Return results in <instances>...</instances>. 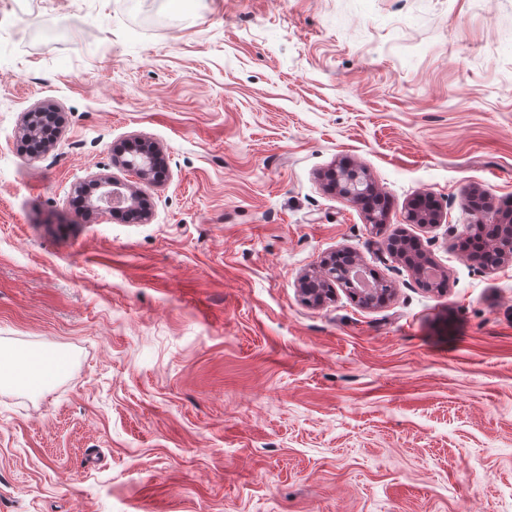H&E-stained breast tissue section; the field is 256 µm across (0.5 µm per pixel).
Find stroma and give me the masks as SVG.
I'll use <instances>...</instances> for the list:
<instances>
[{"label": "stroma", "mask_w": 512, "mask_h": 512, "mask_svg": "<svg viewBox=\"0 0 512 512\" xmlns=\"http://www.w3.org/2000/svg\"><path fill=\"white\" fill-rule=\"evenodd\" d=\"M133 137L161 183L113 157ZM99 174L148 222L84 215ZM420 194L440 226L406 223ZM509 210L512 0H0V352L66 359L0 387V512H512V263L448 232ZM343 247L391 299L304 301ZM343 168L344 170H336L332 173L333 185L340 195L356 202L366 192L377 194L371 185L366 189L367 182L362 179L356 170L348 167ZM403 236L407 242L397 244L388 242L386 248L392 257L407 267L416 281L425 286L423 271L426 266H432L443 274V271L437 268L431 254L421 247L416 238L407 234H403Z\"/></svg>", "instance_id": "1"}]
</instances>
